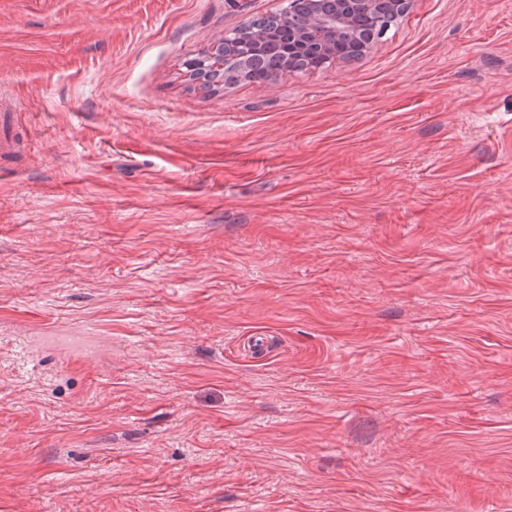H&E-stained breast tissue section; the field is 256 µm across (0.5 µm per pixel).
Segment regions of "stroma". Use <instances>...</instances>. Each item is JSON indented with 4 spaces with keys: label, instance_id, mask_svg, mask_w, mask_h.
Masks as SVG:
<instances>
[{
    "label": "stroma",
    "instance_id": "35a3bbf8",
    "mask_svg": "<svg viewBox=\"0 0 512 512\" xmlns=\"http://www.w3.org/2000/svg\"><path fill=\"white\" fill-rule=\"evenodd\" d=\"M287 5L0 0V512H512V0ZM297 3L300 8L297 11L301 16L308 17L307 21L295 28H288V11L292 4ZM411 0H290L288 10L284 14L283 25L288 28L285 37L284 57L280 51L269 50L260 55L264 37L252 34L254 27L245 23L238 28L236 37L224 38L217 41L211 48L201 52L187 62L190 76L199 84L206 86L219 81L222 72L223 44L225 49L237 52L241 65L245 66L251 59L258 57L257 61L247 67L240 66L237 61L224 58V80L222 85H231L239 81L252 83H270L275 81L286 69L296 61L302 60L307 55L318 54L326 62L331 60L349 62L336 51V45L343 39H353L359 43L362 51L368 52L374 42L364 41L359 30H355L351 21L356 15H362L369 20H374L385 12H390L396 17L405 14L410 8ZM341 50L352 57L362 54L357 43H348ZM284 61V63H283ZM321 61L302 60L295 69L297 72H312L324 67Z\"/></svg>",
    "mask_w": 512,
    "mask_h": 512
}]
</instances>
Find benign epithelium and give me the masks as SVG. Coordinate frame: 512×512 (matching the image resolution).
Masks as SVG:
<instances>
[{"instance_id": "obj_1", "label": "benign epithelium", "mask_w": 512, "mask_h": 512, "mask_svg": "<svg viewBox=\"0 0 512 512\" xmlns=\"http://www.w3.org/2000/svg\"><path fill=\"white\" fill-rule=\"evenodd\" d=\"M294 3L299 5L298 13L307 21L288 29L283 42V61L287 67L310 54H318L327 62H345L347 58L336 51V45L343 39H353L362 51H370L374 42L364 40L352 27V18L362 15L374 20L386 12L398 17L409 10L411 0H289V4ZM253 31L252 25L244 24L238 28L235 38L224 35L211 48L187 62L190 76L203 86L218 81L225 49L236 51L243 66L259 56L264 37L253 34Z\"/></svg>"}]
</instances>
